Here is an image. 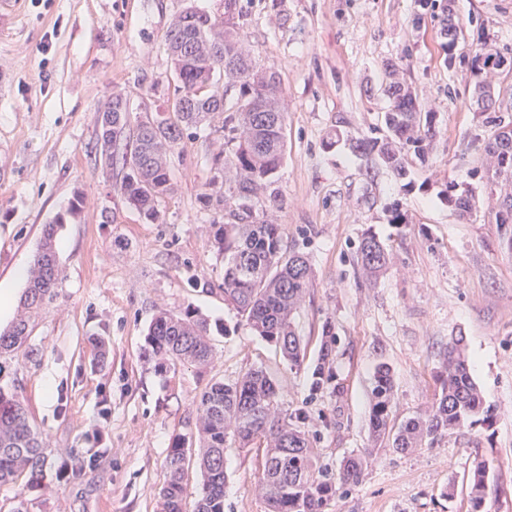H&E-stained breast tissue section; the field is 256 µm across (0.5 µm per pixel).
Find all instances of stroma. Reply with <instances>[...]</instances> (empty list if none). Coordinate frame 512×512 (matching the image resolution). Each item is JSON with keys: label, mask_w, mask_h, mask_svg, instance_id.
<instances>
[{"label": "stroma", "mask_w": 512, "mask_h": 512, "mask_svg": "<svg viewBox=\"0 0 512 512\" xmlns=\"http://www.w3.org/2000/svg\"><path fill=\"white\" fill-rule=\"evenodd\" d=\"M190 5L224 13V0H20L0 13V292L11 301L0 329L16 316L21 272L44 224L83 196L80 214L57 235L62 282L31 337L36 356L0 357V389L18 393L48 456L44 487L0 486V512L18 497L28 512H160L167 450L193 429L207 383L258 367L278 380L286 408L310 413L319 461L338 469L369 444L375 365L391 366L392 415L404 420L432 403L456 335L492 426L413 453L378 449L361 483L339 489L328 512H468L463 479L479 455L490 463L484 512H512V224L496 223L499 189L483 168L493 128L469 107L474 51L486 44L512 56V0H455L466 38L451 63L441 49L443 0L425 10L418 0H284L280 11L271 0H238L246 48L275 66L286 88L279 196L264 207L313 268L296 317L306 347L298 369L224 301L212 228L224 213L201 198L207 157L223 148V133L184 137L174 192L153 224L120 195L121 165L106 172L94 162L97 113L112 94L129 100L133 127L172 99L164 36ZM390 62L439 129L427 162H412L408 189L348 145L326 144L335 129L359 137L381 126ZM446 182L474 188L469 220L438 199ZM395 204L405 225L389 221ZM368 231L395 256L372 283L355 262ZM161 307L223 323L206 371L180 364L161 372L143 358ZM326 322L336 336V392L312 388ZM73 451L88 469L60 476ZM260 464L255 450H226L224 512H265L254 491ZM451 483L449 500L442 492Z\"/></svg>", "instance_id": "obj_1"}]
</instances>
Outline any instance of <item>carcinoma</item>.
Instances as JSON below:
<instances>
[{"label":"carcinoma","instance_id":"carcinoma-1","mask_svg":"<svg viewBox=\"0 0 512 512\" xmlns=\"http://www.w3.org/2000/svg\"><path fill=\"white\" fill-rule=\"evenodd\" d=\"M191 18L185 25L183 14H178L166 33L177 81L168 109L140 121L130 141L129 113L116 109L119 97L112 95L98 115L95 161L106 169L122 164L120 194L129 207L153 223L160 217L161 201L173 192L172 158L184 131L207 124L224 133V149L208 158L213 173L209 185L223 179L224 198L204 195L207 204L213 200L224 203V223L213 224L215 247L224 255V301L236 307L253 333L274 344L290 365L298 367L306 352L294 318L305 300L311 265L305 254L288 246L282 225L256 210V203L275 183L284 155L286 112L281 76L244 49L237 0H224L221 20L197 8ZM454 32L460 33L462 28L450 15L442 27V47L449 62L458 46ZM180 39L193 45L192 53H178ZM221 77L228 87L237 89L231 103L216 86ZM384 92L389 105L383 115V134L351 138L348 146L355 156L375 161L405 179L411 158L426 159L428 145L438 133L436 113L421 111L409 88L399 81L388 82ZM488 98L493 107L490 122L498 128L484 146L489 171L497 177L504 166L512 175V104L504 107L493 95ZM438 196L463 220L475 206L472 193H459L452 183L442 185ZM81 207L82 198L76 195L64 213L44 226L20 299V314L0 331V356H35L29 337L56 297L60 282L57 235ZM392 259L389 245L370 232L363 234L356 255L363 275L378 279ZM211 336L208 318L192 310H160L147 328L143 355L161 370L178 364L205 368L215 356ZM334 341L331 328L323 326L313 371L317 388L333 381ZM439 381L431 406L398 423L392 418V369L386 362L376 364L370 394L374 446L411 453L432 447L457 430L478 424L491 426L492 415L484 406L465 355L464 337L448 341ZM195 414V432L176 435L167 450L161 512H183L184 478L193 459L203 476L194 512H224V452L232 447L261 451L257 483L267 512H326L339 487L359 484L371 465L372 452L366 451L346 458L335 475L318 466L306 430L309 417L299 409L283 407L280 385L262 369H252L233 383L207 385ZM46 466L42 437L19 396L0 390V486L14 484L21 477L26 484L38 486ZM488 473L486 461L475 458L466 484L470 512H482Z\"/></svg>","mask_w":512,"mask_h":512}]
</instances>
